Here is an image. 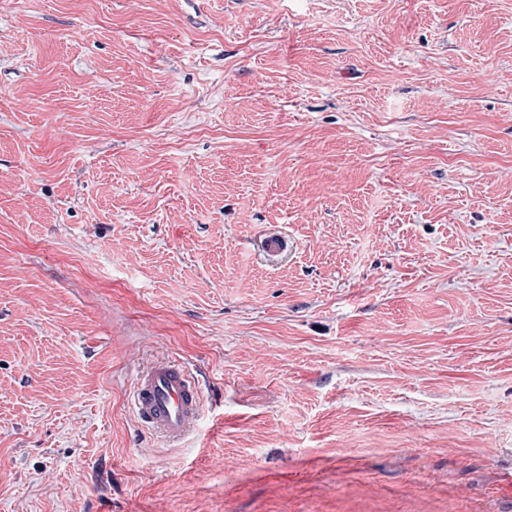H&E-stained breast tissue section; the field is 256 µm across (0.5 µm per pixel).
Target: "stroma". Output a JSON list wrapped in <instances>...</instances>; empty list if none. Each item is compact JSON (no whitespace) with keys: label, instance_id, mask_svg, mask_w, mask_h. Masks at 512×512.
Wrapping results in <instances>:
<instances>
[{"label":"stroma","instance_id":"obj_1","mask_svg":"<svg viewBox=\"0 0 512 512\" xmlns=\"http://www.w3.org/2000/svg\"><path fill=\"white\" fill-rule=\"evenodd\" d=\"M164 358L177 444L130 403ZM511 475L512 0H0V512H512ZM200 393L197 378L178 364L160 361L138 377L133 406L142 426L175 439L197 421Z\"/></svg>","mask_w":512,"mask_h":512}]
</instances>
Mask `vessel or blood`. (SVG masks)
I'll use <instances>...</instances> for the list:
<instances>
[{
  "label": "vessel or blood",
  "mask_w": 512,
  "mask_h": 512,
  "mask_svg": "<svg viewBox=\"0 0 512 512\" xmlns=\"http://www.w3.org/2000/svg\"><path fill=\"white\" fill-rule=\"evenodd\" d=\"M200 393L197 378L178 364L160 361L138 377L133 406L142 426L175 439L197 421Z\"/></svg>",
  "instance_id": "1"
}]
</instances>
